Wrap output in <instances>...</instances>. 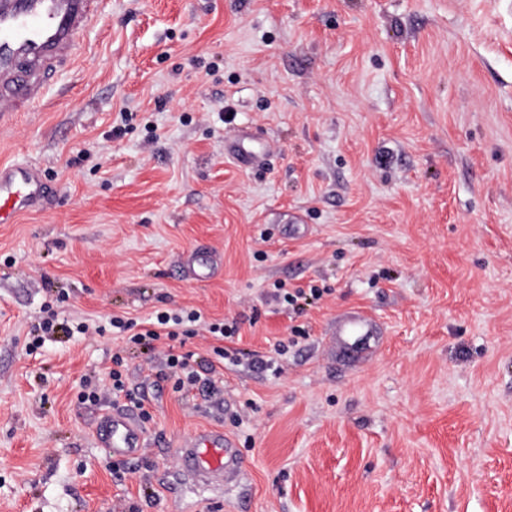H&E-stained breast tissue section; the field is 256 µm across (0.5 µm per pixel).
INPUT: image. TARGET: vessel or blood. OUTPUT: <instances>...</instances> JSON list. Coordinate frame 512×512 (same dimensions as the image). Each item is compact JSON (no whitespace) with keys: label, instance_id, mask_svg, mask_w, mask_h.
I'll return each mask as SVG.
<instances>
[{"label":"vessel or blood","instance_id":"vessel-or-blood-1","mask_svg":"<svg viewBox=\"0 0 512 512\" xmlns=\"http://www.w3.org/2000/svg\"><path fill=\"white\" fill-rule=\"evenodd\" d=\"M107 0H0V123L39 105L59 70L74 62L80 40ZM225 151L240 166L264 163L262 153L244 137L227 142ZM50 191L30 165L0 166V224L17 219L47 201ZM98 445L125 460L140 457L146 433L129 412L115 409L96 426ZM177 455L185 466L209 481L238 475L243 468L233 440L206 431L181 442Z\"/></svg>","mask_w":512,"mask_h":512}]
</instances>
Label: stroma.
<instances>
[{
  "label": "stroma",
  "instance_id": "1",
  "mask_svg": "<svg viewBox=\"0 0 512 512\" xmlns=\"http://www.w3.org/2000/svg\"><path fill=\"white\" fill-rule=\"evenodd\" d=\"M109 2L0 126L50 187L0 224V512H512V0ZM243 127L264 164L225 157ZM168 308L234 327L223 394L108 331L25 351L47 309ZM118 352L150 399L133 461L95 434ZM214 428L244 467L205 488L174 450Z\"/></svg>",
  "mask_w": 512,
  "mask_h": 512
}]
</instances>
